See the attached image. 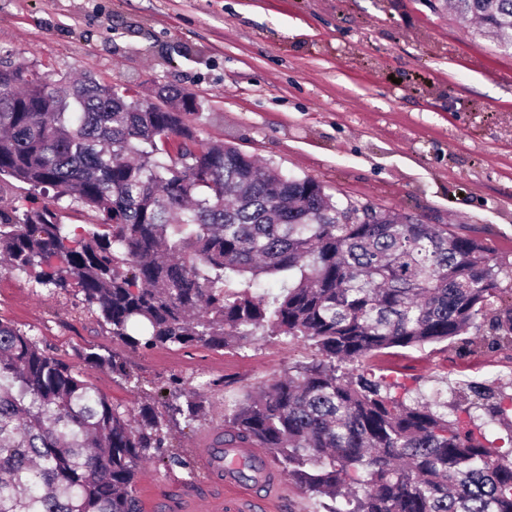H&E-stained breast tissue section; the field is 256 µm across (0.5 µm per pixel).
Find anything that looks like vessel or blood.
Instances as JSON below:
<instances>
[{
	"mask_svg": "<svg viewBox=\"0 0 512 512\" xmlns=\"http://www.w3.org/2000/svg\"><path fill=\"white\" fill-rule=\"evenodd\" d=\"M222 428H212L198 437L196 463L208 481L203 495L181 494L167 501V512H196L206 500L210 512H279L288 487L282 474L261 465L256 448H227L219 445Z\"/></svg>",
	"mask_w": 512,
	"mask_h": 512,
	"instance_id": "1",
	"label": "vessel or blood"
}]
</instances>
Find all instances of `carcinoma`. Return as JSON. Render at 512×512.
Listing matches in <instances>:
<instances>
[{
    "label": "carcinoma",
    "mask_w": 512,
    "mask_h": 512,
    "mask_svg": "<svg viewBox=\"0 0 512 512\" xmlns=\"http://www.w3.org/2000/svg\"><path fill=\"white\" fill-rule=\"evenodd\" d=\"M451 8L512 51V0ZM167 94L181 111L151 110L128 86L0 63V182L33 191L0 209L4 270L80 298L134 349L241 347L259 328L309 343L315 357L238 406L220 443L268 449L304 494L332 502L327 512H512V394L469 381L466 408L439 394L411 404L404 384L355 367L446 340L512 349V304L501 305L512 287L493 251L205 143L186 120L195 96ZM36 192L100 222L64 224ZM264 278L281 283L271 300L251 291ZM81 359L129 377L107 349ZM203 403L174 378L165 400L123 410L0 322V512H142L139 476L187 467L167 428L193 424ZM474 408L508 447L489 443Z\"/></svg>",
    "instance_id": "1"
}]
</instances>
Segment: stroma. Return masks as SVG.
Instances as JSON below:
<instances>
[{
	"label": "stroma",
	"mask_w": 512,
	"mask_h": 512,
	"mask_svg": "<svg viewBox=\"0 0 512 512\" xmlns=\"http://www.w3.org/2000/svg\"><path fill=\"white\" fill-rule=\"evenodd\" d=\"M0 57L53 80L128 84L152 103L163 86L191 92L203 141L315 179L341 202L454 225L512 273V53L457 23L444 0H0ZM0 319L69 363L91 347L113 351L132 380L82 373L131 411L171 378L203 386L202 418L172 426L189 462L201 430L314 354L260 333L243 349L134 350L80 304L1 270ZM369 364L418 398L490 376L512 393L511 350L445 341ZM189 485L184 468L150 467L138 496L159 508Z\"/></svg>",
	"instance_id": "obj_1"
}]
</instances>
